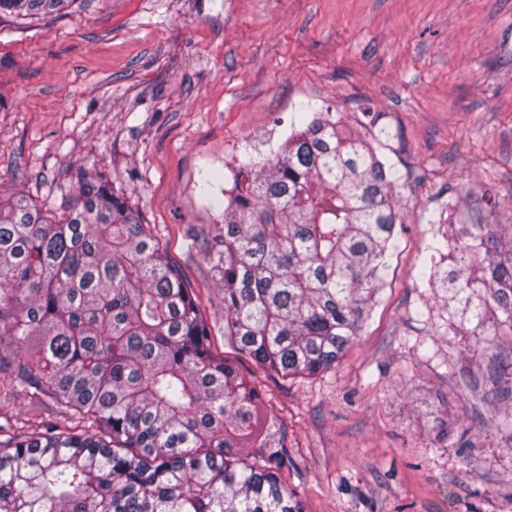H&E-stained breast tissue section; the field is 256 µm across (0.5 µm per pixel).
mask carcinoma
I'll list each match as a JSON object with an SVG mask.
<instances>
[{
    "label": "carcinoma",
    "mask_w": 512,
    "mask_h": 512,
    "mask_svg": "<svg viewBox=\"0 0 512 512\" xmlns=\"http://www.w3.org/2000/svg\"><path fill=\"white\" fill-rule=\"evenodd\" d=\"M77 0H0L38 18ZM330 108L299 117L261 161L227 166L214 239L224 335L286 381L336 367L386 287L397 247L396 167ZM467 223L432 235L455 262L448 322L472 325L479 373L458 388L510 411L512 224L488 191L464 193ZM0 382L51 402L65 426L0 440V512H305L286 481L288 430L256 375L213 355L193 289L107 178L81 173L58 220L21 189L0 194ZM432 431L448 439V412Z\"/></svg>",
    "instance_id": "cac0c4a2"
}]
</instances>
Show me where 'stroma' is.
<instances>
[{
	"label": "stroma",
	"instance_id": "obj_1",
	"mask_svg": "<svg viewBox=\"0 0 512 512\" xmlns=\"http://www.w3.org/2000/svg\"><path fill=\"white\" fill-rule=\"evenodd\" d=\"M384 115L404 180L388 286L336 368L264 379L306 512H512V441L498 406L460 393L473 337L449 334L421 279L441 210L496 188L512 224V0H81L0 16V192L64 215L80 172L103 171L194 290L217 357L221 284L203 240L243 147L267 152L306 106ZM450 407L436 440L426 403ZM54 422L0 389V424Z\"/></svg>",
	"mask_w": 512,
	"mask_h": 512
}]
</instances>
